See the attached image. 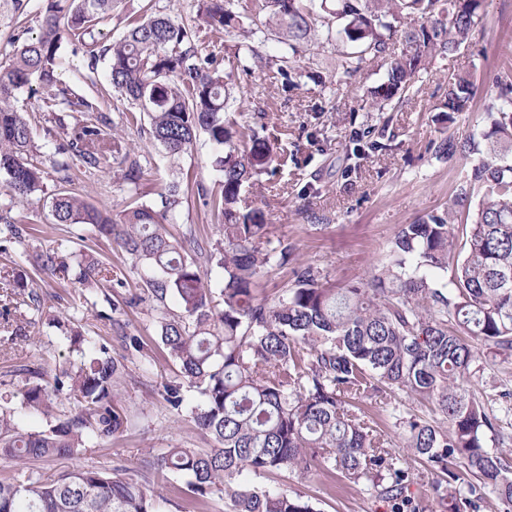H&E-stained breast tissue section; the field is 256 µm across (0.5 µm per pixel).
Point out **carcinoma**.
Segmentation results:
<instances>
[{
	"instance_id": "carcinoma-1",
	"label": "carcinoma",
	"mask_w": 512,
	"mask_h": 512,
	"mask_svg": "<svg viewBox=\"0 0 512 512\" xmlns=\"http://www.w3.org/2000/svg\"><path fill=\"white\" fill-rule=\"evenodd\" d=\"M119 0H0V22L33 15L38 33L23 28L11 36L12 55L0 65V174L7 193L0 198L3 233L19 238L24 223L18 205L44 190L49 172L33 144L27 111L19 93L38 82L45 95L38 111L52 116L58 130L50 158L60 182L72 172L120 171L130 202L114 218L66 187L52 197L56 224H87L126 253L159 271L145 282L162 302L175 299L179 313L161 316L160 341L180 369L163 385V400L185 411L212 442L209 448L175 446L144 461L139 478L95 465L25 480L0 479V512H160L170 502L162 490L168 478L184 481L179 512H202L217 496L231 512H318L311 499L259 482L269 474L326 472L343 481L368 483L391 512L411 506L406 490L415 481L409 463L390 453L382 431L358 410L372 397L404 394L431 405L436 419L407 417L392 407V427L415 457L460 480L456 469L474 478L466 490L438 481L436 497L451 500L452 512H479L490 492L512 507V476L502 457L487 450V434L500 433L484 398L471 390L479 371L480 347L512 357V73H497V96L485 108L488 129L464 141L447 138L438 152L477 156L462 172L454 205L399 227L391 260L367 286H338L310 265L298 264L285 295L258 297L261 268L288 264L293 246L267 240L264 210L243 197L262 174L287 162L270 137L260 134L241 112L232 75L219 68L215 46L194 27L146 4L143 14L109 39ZM245 14L240 0H197L198 26L224 32L236 58L261 64L281 87L293 91L317 65L312 52L343 43L350 50L336 61L337 87L375 62L385 77L371 88L370 107L382 112L410 92L438 57L474 46L485 0H251ZM420 16L419 28L407 20ZM87 59L79 81L108 84L120 123L105 114L104 96L81 93L59 76L62 42ZM273 42L277 54L262 56L258 46ZM105 64V72L98 70ZM478 91L474 73L461 69L448 77L443 111L467 112ZM166 157L191 153L200 135L215 149L212 167L220 173L202 189L210 221L224 229V241L199 258L224 270V287L214 288L197 260L165 229L177 216L189 187L173 183L150 204L141 187L151 172L149 157L121 144L114 129L142 122ZM385 129L362 126L352 133L350 157L361 161L387 149ZM478 198L471 205L472 198ZM43 271L62 268L75 282L93 286L111 281L112 271L82 254L72 262L53 250L28 256ZM446 274L441 282L435 273ZM224 308H217L216 298ZM34 291L11 289L3 295L9 313L40 312ZM26 315L0 325V347L15 344ZM79 360L55 374L53 384L20 391L22 404L49 415L58 400L73 402V414L53 417L40 431H25L14 411L0 406V455L15 460L76 458L92 439H109L127 426L119 385L124 365L106 346L79 333L66 336ZM197 393L185 403L184 389Z\"/></svg>"
}]
</instances>
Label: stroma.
Here are the masks:
<instances>
[{"mask_svg":"<svg viewBox=\"0 0 512 512\" xmlns=\"http://www.w3.org/2000/svg\"><path fill=\"white\" fill-rule=\"evenodd\" d=\"M480 28L482 34L475 48L436 59L413 93L389 112L365 108L368 90L384 77L377 64L366 66L352 78L349 87L332 91L327 65L344 51V44L325 46V66L319 78L303 79L299 89L287 93L267 72L243 70L231 49L224 47L223 34L200 30L201 39L222 46L223 68L235 74L246 115L265 113L267 131L277 137L281 153L297 157L296 163L261 176L245 192L249 203L265 210L270 238L294 245L293 263L313 265L341 286L365 282L387 262L389 247L401 225L452 206L461 173L472 160L462 156L445 158L437 154L436 147L445 136L463 140L482 130L485 104L496 93L488 77L512 69V0H487ZM460 68L474 71L479 91L469 111L451 117L442 112L441 106L448 78ZM357 124L385 127L390 147L349 173L345 170L346 155L351 131ZM121 135L131 147L152 158L154 179L146 201H153L155 193L176 173L207 186L217 178L210 166L212 147L206 138H199L192 155L172 161L163 156L148 134L125 128ZM58 187L56 175H49L43 192L22 203L28 220L21 240L9 244L7 253H0V276H22L40 294L44 315L66 319L70 328L107 346L112 357L124 364L122 405L128 425L112 438L91 440L76 460L0 458V478L21 480L32 472H61L78 462L119 466L134 474L143 459L167 448L180 444L210 447L209 437L189 418L172 412L159 394L162 384L174 379L179 370L160 342L161 313L175 311V302L169 299L160 304L149 298L123 308L119 320L124 330L116 332L106 317L111 301L138 293L154 271L113 241L95 236L86 225L54 223L51 201ZM73 187L90 203L114 214L128 199L127 192L110 174H76ZM169 230L183 240L192 255L198 246L214 245L224 234L221 225L210 223L204 198L195 191L189 192L177 223ZM49 247L65 256L83 251L110 269L113 284L108 294L92 293L60 272L35 273L27 254ZM127 335L141 337L150 349L149 356L130 355L123 341ZM70 357L69 343L60 331L42 323L28 326L10 354H0V396L7 397L20 428L43 429L46 418L22 406L20 391L28 377L18 372V365L38 368L48 378ZM473 388L478 393L492 394L494 400L489 407L493 414H500L501 404L495 396L505 390L512 392V360L505 362L486 353ZM265 483L308 496L319 512H390L388 504L370 486L346 485L330 475L294 472L268 476Z\"/></svg>","mask_w":512,"mask_h":512,"instance_id":"1","label":"stroma"}]
</instances>
